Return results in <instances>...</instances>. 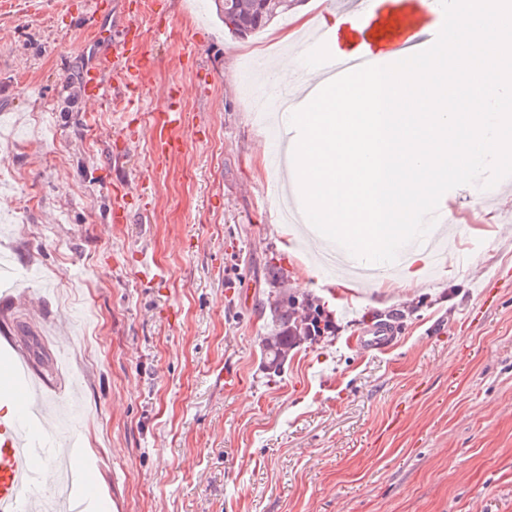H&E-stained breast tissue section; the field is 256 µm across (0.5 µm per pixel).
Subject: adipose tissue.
<instances>
[{
    "instance_id": "1",
    "label": "adipose tissue",
    "mask_w": 512,
    "mask_h": 512,
    "mask_svg": "<svg viewBox=\"0 0 512 512\" xmlns=\"http://www.w3.org/2000/svg\"><path fill=\"white\" fill-rule=\"evenodd\" d=\"M404 10L375 0L368 13L322 21L341 56L383 49ZM427 55L315 82V98L289 119L303 136L291 155L293 190L316 224L351 257L387 262L409 229L445 208L440 189L463 182L512 148V55L490 33L512 36V0H465L442 17Z\"/></svg>"
}]
</instances>
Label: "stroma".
<instances>
[{
	"label": "stroma",
	"mask_w": 512,
	"mask_h": 512,
	"mask_svg": "<svg viewBox=\"0 0 512 512\" xmlns=\"http://www.w3.org/2000/svg\"><path fill=\"white\" fill-rule=\"evenodd\" d=\"M86 2L0 0V251L23 282L0 345L67 399L107 512H512V194L472 196L512 166L444 189L452 261L409 232L420 287H339L275 203L290 120H256L253 89L280 83L245 65L301 42L319 0L245 39L211 0H122L139 53L105 102L82 80ZM170 103L164 154L147 117ZM289 295L334 327L273 375ZM382 319L395 343L354 347Z\"/></svg>",
	"instance_id": "35a3bbf8"
}]
</instances>
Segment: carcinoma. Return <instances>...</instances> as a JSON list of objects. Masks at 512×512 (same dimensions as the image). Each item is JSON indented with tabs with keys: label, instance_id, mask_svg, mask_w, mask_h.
<instances>
[{
	"label": "carcinoma",
	"instance_id": "1",
	"mask_svg": "<svg viewBox=\"0 0 512 512\" xmlns=\"http://www.w3.org/2000/svg\"><path fill=\"white\" fill-rule=\"evenodd\" d=\"M286 0H213L217 18L224 28H234L244 36L265 30L282 14ZM275 336L264 346L266 368H275L274 374L283 370L288 353L302 341L312 336L311 326H320L321 311L311 308L305 301L293 296L287 303L277 306L272 314Z\"/></svg>",
	"mask_w": 512,
	"mask_h": 512
}]
</instances>
